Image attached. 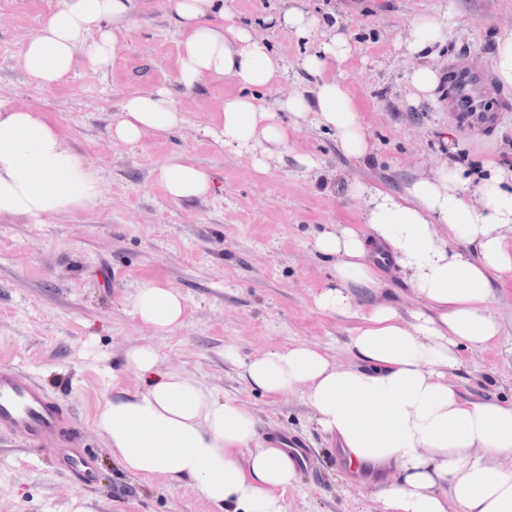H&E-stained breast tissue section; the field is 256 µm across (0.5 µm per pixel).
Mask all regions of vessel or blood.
<instances>
[{"label":"vessel or blood","instance_id":"obj_1","mask_svg":"<svg viewBox=\"0 0 512 512\" xmlns=\"http://www.w3.org/2000/svg\"><path fill=\"white\" fill-rule=\"evenodd\" d=\"M442 103L463 129L484 134L498 128L502 113L512 112V95L498 90L492 71L463 63L449 65ZM68 421L69 414L61 402L34 381L22 379L16 368L0 366V435L54 438ZM266 443L286 449L298 463L308 461L303 443L289 439L286 433H271Z\"/></svg>","mask_w":512,"mask_h":512}]
</instances>
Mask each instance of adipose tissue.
<instances>
[{
    "label": "adipose tissue",
    "mask_w": 512,
    "mask_h": 512,
    "mask_svg": "<svg viewBox=\"0 0 512 512\" xmlns=\"http://www.w3.org/2000/svg\"><path fill=\"white\" fill-rule=\"evenodd\" d=\"M182 28L180 81L193 88L231 78L241 95L225 99L221 146L267 154L286 146L288 129L278 113L313 111L318 125L335 129L344 154L363 158L366 129L343 80L325 70L345 59L344 37H325L314 19L292 8L283 28L311 38L313 53L302 69L321 74L312 99L295 95L268 104L263 90L277 86L286 65L264 40L232 23L216 0H166ZM139 0H62L23 50L27 73L50 87L73 70L76 55L106 69L117 34L130 29ZM97 40H90L91 30ZM448 24L422 19L403 46L417 64L408 75L413 103L429 99L438 73L423 62L443 41ZM182 121L168 90L128 95L112 138L138 143ZM169 197L186 200L213 189L210 176L191 163L162 168ZM365 202L363 225L338 224L316 240V250L335 258L337 287L318 288L324 311L358 319L349 346L362 364L343 367L310 346L272 350L252 360L246 378L274 395L304 388L322 431L337 440L352 468L369 474L383 512H512V472L500 458L512 456V401L463 397L455 371L461 348L477 349L501 336L490 308L491 281L512 275V171L487 166L477 183L443 166L395 195L363 183L351 187ZM101 185L66 145L44 113L0 97V219L40 224L70 207L93 202ZM391 251L419 302L409 317L385 301L360 306L352 287L379 291L381 280L368 256ZM131 315L155 332L182 324L186 300L160 281L138 282L126 299ZM128 368L151 377L134 395L106 401L95 416L113 457L136 476L190 481L210 503L234 504V512H285L282 494L296 487L294 461L278 448L254 447V419L222 399L193 373H156L148 345L126 353Z\"/></svg>",
    "instance_id": "1"
}]
</instances>
